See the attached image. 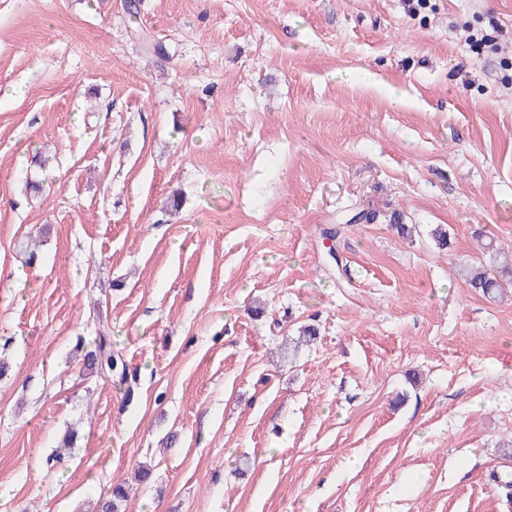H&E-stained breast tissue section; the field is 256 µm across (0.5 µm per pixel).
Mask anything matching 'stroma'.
<instances>
[{"label":"stroma","instance_id":"obj_1","mask_svg":"<svg viewBox=\"0 0 512 512\" xmlns=\"http://www.w3.org/2000/svg\"><path fill=\"white\" fill-rule=\"evenodd\" d=\"M137 2L0 0V512H512V0ZM465 284L474 292H478L490 299L495 298L500 283L498 281V271L493 267L468 268L463 272ZM108 330V327L99 326L95 347L85 355V366L88 370H97L111 376L112 372H115L120 375L121 380H124V369L122 370L124 365L118 353L112 350V340Z\"/></svg>","mask_w":512,"mask_h":512}]
</instances>
